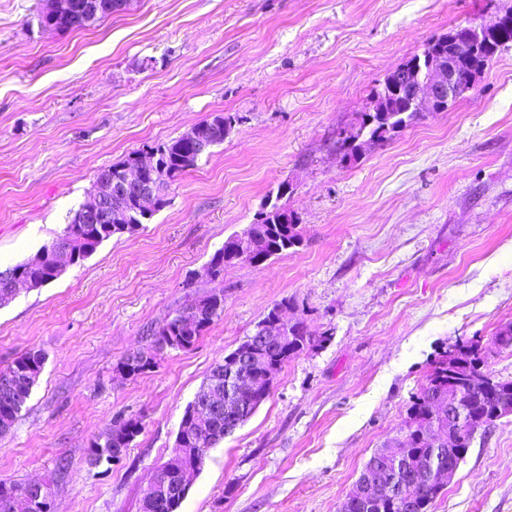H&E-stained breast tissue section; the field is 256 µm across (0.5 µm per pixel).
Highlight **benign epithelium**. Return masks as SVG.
I'll return each mask as SVG.
<instances>
[{
	"label": "benign epithelium",
	"instance_id": "benign-epithelium-1",
	"mask_svg": "<svg viewBox=\"0 0 512 512\" xmlns=\"http://www.w3.org/2000/svg\"><path fill=\"white\" fill-rule=\"evenodd\" d=\"M75 8V0H45L40 20L42 26L54 28L55 20L68 16ZM512 28V14L496 16L490 22L467 23L456 27L451 36L435 37L429 47L422 49L411 61L401 64L391 72L375 90L369 106L357 114L347 128L341 131L344 144L336 149V154L344 162L350 160V148L360 143L364 146L383 143L399 133L405 125L393 124V119L404 113L423 116L426 112H445L457 100L466 97L477 86L484 73L482 67H462V63L481 54L492 39ZM209 121H201L183 136L192 140L195 156L210 152L214 142L209 137ZM170 182V171L159 158V154L147 150L136 156V161L119 174L103 179L83 206L82 222L85 224H124L135 223L125 208V202L135 200L141 209L152 206L162 195L163 187ZM300 319L286 307L272 312L268 319L257 326L254 334L247 339L248 345L237 349V353L221 362L211 379V386L195 396V427L206 429L210 420L227 415L231 402L245 396L255 407L268 397L269 389L279 373V365L266 366L263 376L255 378L251 364L262 360L266 345L276 341L286 347L288 342L301 329ZM469 348L460 341L448 346V375L458 377ZM436 412L448 418V426L438 427L435 423H424V430L432 447L450 448L459 441V424L462 421V407L459 401L449 402L440 399L436 402ZM200 448H184L172 456L165 464L168 474L181 471L194 464L201 456ZM463 455L448 453V464L435 471V478L449 484L455 478ZM395 482L392 472L380 467H370L355 482L340 504L339 512H346L352 499L363 498L369 491L381 484L382 480ZM27 506L48 503L51 494L42 482L30 484Z\"/></svg>",
	"mask_w": 512,
	"mask_h": 512
}]
</instances>
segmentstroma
I'll list each match as a JSON object with an SVG mask.
<instances>
[{"mask_svg": "<svg viewBox=\"0 0 512 512\" xmlns=\"http://www.w3.org/2000/svg\"><path fill=\"white\" fill-rule=\"evenodd\" d=\"M42 7L0 0V266L51 242L131 151L238 121L142 229L0 307V368L44 356L0 437V481L51 483V512H139L212 367L285 298L323 343L207 451L178 512H338L438 352L481 339L489 370L512 379V348L490 345L512 323V47L448 111L350 165L333 149L427 41L512 0H131L69 31L42 28ZM268 200L298 216L301 245L226 266L223 316L193 348L154 352L146 328L209 291L204 267ZM135 351L154 365L130 379L117 365ZM119 418L140 433L91 465ZM430 512H512V417L476 434Z\"/></svg>", "mask_w": 512, "mask_h": 512, "instance_id": "35a3bbf8", "label": "stroma"}]
</instances>
